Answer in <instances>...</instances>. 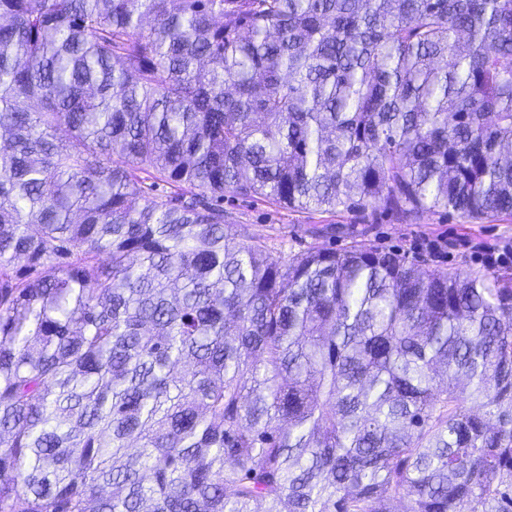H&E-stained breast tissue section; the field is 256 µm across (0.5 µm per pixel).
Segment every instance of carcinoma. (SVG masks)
<instances>
[{
  "label": "carcinoma",
  "instance_id": "cac0c4a2",
  "mask_svg": "<svg viewBox=\"0 0 512 512\" xmlns=\"http://www.w3.org/2000/svg\"><path fill=\"white\" fill-rule=\"evenodd\" d=\"M226 192L511 216L512 0H0V512H512V273Z\"/></svg>",
  "mask_w": 512,
  "mask_h": 512
}]
</instances>
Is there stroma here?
Segmentation results:
<instances>
[{
    "mask_svg": "<svg viewBox=\"0 0 512 512\" xmlns=\"http://www.w3.org/2000/svg\"><path fill=\"white\" fill-rule=\"evenodd\" d=\"M224 212L228 234H235L238 225H246L277 254L311 246L339 250L356 240L418 257L427 254L429 242L436 241L442 252L432 257L434 268L477 271L481 265L474 254L480 247L512 243V216L474 221L439 211L406 220L369 209L338 213L288 209L265 199L229 193L224 196Z\"/></svg>",
    "mask_w": 512,
    "mask_h": 512,
    "instance_id": "35a3bbf8",
    "label": "stroma"
}]
</instances>
